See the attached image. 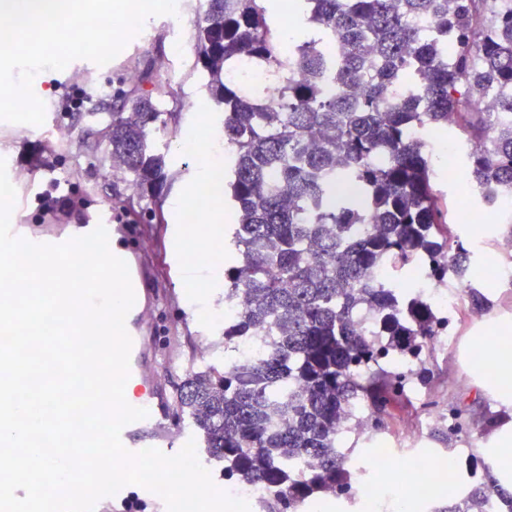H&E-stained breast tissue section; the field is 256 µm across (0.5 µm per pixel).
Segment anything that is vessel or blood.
Instances as JSON below:
<instances>
[{
    "label": "vessel or blood",
    "mask_w": 512,
    "mask_h": 512,
    "mask_svg": "<svg viewBox=\"0 0 512 512\" xmlns=\"http://www.w3.org/2000/svg\"><path fill=\"white\" fill-rule=\"evenodd\" d=\"M93 227L82 224L75 227L73 233L64 234L54 226H46L42 231L36 232L26 224H15L11 227L14 237L33 243L62 244L73 236H84L92 232ZM106 230L111 234L115 245L112 252L123 259L130 271L132 286L135 293V303L127 314L125 326L132 340L130 351L129 384L135 385L139 392L137 407L146 409V418L125 425L121 431V441L124 447L131 452H138L147 448H156L163 453H171L176 443V436L170 429L166 414L165 393L151 385V349L148 336V321L146 313L151 305L146 295L144 283L150 270L140 251H129L120 248L119 243L126 237L128 230L122 224L107 225ZM181 239L178 226L170 228L169 260L167 273L169 279H180L186 276L187 267L183 261L179 241Z\"/></svg>",
    "instance_id": "1"
}]
</instances>
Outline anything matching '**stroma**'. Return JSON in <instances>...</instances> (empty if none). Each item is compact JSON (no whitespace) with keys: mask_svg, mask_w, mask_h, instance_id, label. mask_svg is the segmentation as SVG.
Masks as SVG:
<instances>
[{"mask_svg":"<svg viewBox=\"0 0 512 512\" xmlns=\"http://www.w3.org/2000/svg\"><path fill=\"white\" fill-rule=\"evenodd\" d=\"M195 12H188L182 30H172L166 16H151L145 21L152 32L150 40L133 36L123 50L108 64L99 66L86 59L71 61L65 69L42 73L49 95L43 101L45 121L42 125L0 121V158L10 162L14 172L25 178L16 182L12 221L40 227L48 224H85L97 218L111 224H126L136 245L152 241L147 257L152 277L148 290L160 292V299L150 311L155 345L162 356L155 378L172 395L179 397L184 381L210 364L224 362V265L216 263L201 281L200 287L188 282L169 281L165 271L166 227L183 223L184 212L172 211L168 201L189 185L206 155L188 134L206 124L222 129L224 113L205 88V80L195 65ZM151 69L167 82L181 108L175 121L169 122L162 141L169 175L168 186L154 198L151 212L135 214L128 210V183L116 179L98 167L81 146L100 133L96 124L74 121L69 107L71 98L83 96L82 111H90L92 101H99L101 111L112 109V95L121 86L126 71ZM68 123L73 134L71 144L55 140L51 132ZM73 194V208L55 206L56 197ZM163 223H156V216ZM503 220L489 216L480 234H472L469 225H459L460 234L472 242L475 262L468 272L472 285L484 294L486 317H512V277L503 278L487 269L490 257L512 268V255L497 251L503 236ZM468 296L458 303L455 345L435 350L428 360L431 379L420 386L419 397L410 399L394 412L388 426L379 434L382 447L391 449L399 460L411 453L410 435H417L418 446L429 454L455 456L458 476L470 468H483L485 460L477 447V435L483 423L497 419L496 401L482 393L468 376L473 362L466 356L468 338L473 333ZM434 403L438 413L457 409L461 412V429L442 437L437 426H424L423 403Z\"/></svg>","mask_w":512,"mask_h":512,"instance_id":"35a3bbf8","label":"stroma"}]
</instances>
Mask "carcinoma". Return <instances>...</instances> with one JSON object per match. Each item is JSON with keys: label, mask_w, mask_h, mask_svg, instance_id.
I'll use <instances>...</instances> for the list:
<instances>
[{"label": "carcinoma", "mask_w": 512, "mask_h": 512, "mask_svg": "<svg viewBox=\"0 0 512 512\" xmlns=\"http://www.w3.org/2000/svg\"><path fill=\"white\" fill-rule=\"evenodd\" d=\"M306 38L275 29L269 0H204L195 21L197 63L223 108L224 196L236 215L224 256V293L240 302L224 319V350L255 340L257 357L224 359L188 378L179 421L201 440L224 476L273 489L268 512H297L327 488L351 485L337 427L358 406L367 426L386 427L414 382L438 321L419 294L380 280V268L418 257L434 281L467 279L472 250L449 227L433 184L425 131L453 125L464 136L476 199L497 207L512 194V4L509 0H300ZM281 80L274 105L227 79L242 59ZM336 82L334 96L325 93ZM151 84L152 89L144 88ZM497 94L503 119L469 104ZM149 75L113 95L103 136L82 142L102 166L121 169L135 206L164 189L155 140L177 110ZM362 193L338 196L334 185ZM378 321L367 333L356 318ZM421 355L408 371L383 356ZM503 512L512 494L473 477L460 502L436 512Z\"/></svg>", "instance_id": "carcinoma-1"}]
</instances>
